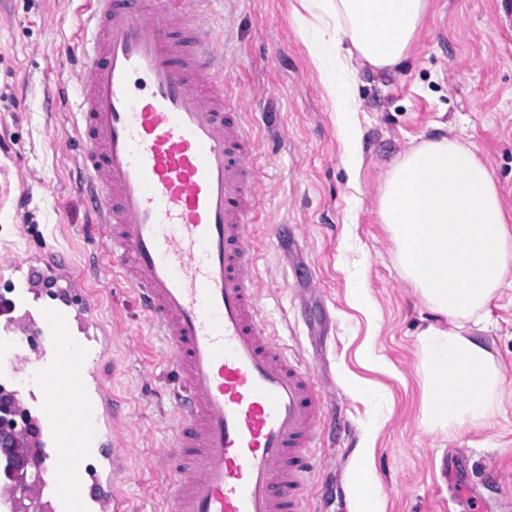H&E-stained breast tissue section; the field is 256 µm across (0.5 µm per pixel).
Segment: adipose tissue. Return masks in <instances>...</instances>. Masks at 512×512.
I'll list each match as a JSON object with an SVG mask.
<instances>
[{
    "label": "adipose tissue",
    "instance_id": "ef3b65f1",
    "mask_svg": "<svg viewBox=\"0 0 512 512\" xmlns=\"http://www.w3.org/2000/svg\"><path fill=\"white\" fill-rule=\"evenodd\" d=\"M296 22L336 112L338 139L359 169L361 130L354 62L394 68L408 58L428 0H301ZM379 217L403 276L436 322L417 334L424 374L422 426L455 435L482 426L499 407L504 376L482 340L486 307L512 271V218L473 148L442 137L410 148L391 167ZM351 512H379L373 451L355 449Z\"/></svg>",
    "mask_w": 512,
    "mask_h": 512
}]
</instances>
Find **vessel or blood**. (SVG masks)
<instances>
[{"instance_id": "1", "label": "vessel or blood", "mask_w": 512, "mask_h": 512, "mask_svg": "<svg viewBox=\"0 0 512 512\" xmlns=\"http://www.w3.org/2000/svg\"><path fill=\"white\" fill-rule=\"evenodd\" d=\"M188 5L86 0L93 36L75 117L90 239L105 245L174 361V442L162 455L181 474L174 512H307L302 489L324 420L321 388L260 320L248 230L256 143L223 54ZM57 276L84 297L81 270L44 262L40 279ZM39 281H17L19 299L37 306L34 332L48 358L30 443L52 447L53 460L41 466L38 491L58 512H129L118 401L90 388L86 373L103 345L73 349V315ZM93 398L106 425L95 437L79 420ZM95 450L108 464L97 478L86 466Z\"/></svg>"}]
</instances>
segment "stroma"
I'll list each match as a JSON object with an SVG mask.
<instances>
[{
  "label": "stroma",
  "mask_w": 512,
  "mask_h": 512,
  "mask_svg": "<svg viewBox=\"0 0 512 512\" xmlns=\"http://www.w3.org/2000/svg\"><path fill=\"white\" fill-rule=\"evenodd\" d=\"M79 0H0V293L4 267L57 253L89 272L112 354L100 383L124 416L132 512H167L175 367L104 248L90 245L87 175L74 108L59 95L81 68ZM300 0H204L240 110L256 141L260 184L249 232L259 308L279 344L316 370L327 420L305 486L309 512H350L352 451L372 436L382 512H501L512 503V286L488 305L487 338L505 378L488 424L453 436L421 425L416 332L431 317L396 261L378 215L387 173L421 141L473 144L512 210V0H430L403 66L357 67L363 162L350 170L325 90L294 20ZM374 310H361L357 289ZM372 346L380 361L359 358ZM380 427H373V417Z\"/></svg>",
  "instance_id": "obj_1"
}]
</instances>
